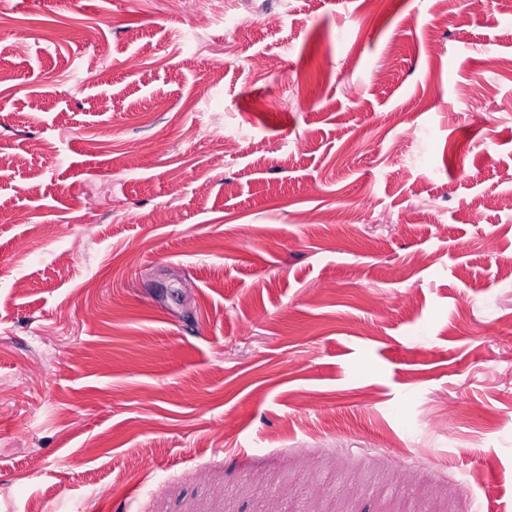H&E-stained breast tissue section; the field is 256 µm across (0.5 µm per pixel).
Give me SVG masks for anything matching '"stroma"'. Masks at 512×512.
Returning <instances> with one entry per match:
<instances>
[{
    "label": "stroma",
    "instance_id": "35a3bbf8",
    "mask_svg": "<svg viewBox=\"0 0 512 512\" xmlns=\"http://www.w3.org/2000/svg\"><path fill=\"white\" fill-rule=\"evenodd\" d=\"M0 156V512L512 508L498 0H0Z\"/></svg>",
    "mask_w": 512,
    "mask_h": 512
}]
</instances>
